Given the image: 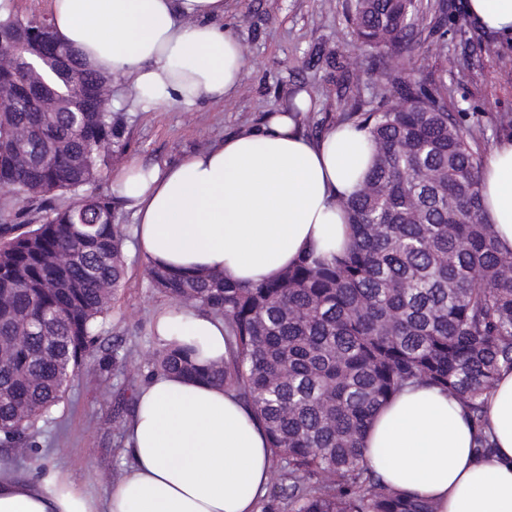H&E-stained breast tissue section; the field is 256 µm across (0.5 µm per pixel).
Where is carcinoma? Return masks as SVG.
<instances>
[{"instance_id": "cac0c4a2", "label": "carcinoma", "mask_w": 512, "mask_h": 512, "mask_svg": "<svg viewBox=\"0 0 512 512\" xmlns=\"http://www.w3.org/2000/svg\"><path fill=\"white\" fill-rule=\"evenodd\" d=\"M361 45L378 53L411 44L425 20L444 26L448 0H347ZM35 64L0 70V189L40 214L36 227L0 225V337L24 328L26 346L0 344V444L24 447L63 402L89 359L126 276V235L113 195L88 192L124 149L118 113L99 89L112 81L83 64L46 19L0 18V50ZM444 69L420 73L409 56L385 73L373 108L355 95L343 120L367 130L373 164L342 202L354 237L326 260L312 254L257 286L222 273L145 266L152 288L224 319L227 351L200 364L185 344L156 349L149 375L224 387L268 436L278 482L260 512H438L384 482L365 463L375 413L408 387L436 388L484 432L483 397L512 370V252L495 245L482 205V152L448 111ZM26 130L29 159L10 151ZM68 195L76 202L56 207Z\"/></svg>"}]
</instances>
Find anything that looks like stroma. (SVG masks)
Masks as SVG:
<instances>
[{"label":"stroma","instance_id":"1","mask_svg":"<svg viewBox=\"0 0 512 512\" xmlns=\"http://www.w3.org/2000/svg\"><path fill=\"white\" fill-rule=\"evenodd\" d=\"M346 0H226L224 25L241 42L247 57L239 86L228 99L193 107L136 104L124 80L113 81L111 108L127 118L128 144L112 160L113 168L137 162L165 165L203 150L242 129L257 125L267 113L285 108L297 91L310 95L314 107L305 124L317 136L338 124L352 95L378 102L380 71L391 67L354 38L345 16ZM465 0H448L444 49L424 52L428 31L416 36L418 68L439 75L448 59L456 67L447 77L448 105L463 110L473 131L491 132L494 118L512 113V38H496V55L480 50L485 39L464 9ZM358 78L344 88L341 66ZM127 274L112 303L93 358L69 383L63 403L40 420L35 445L0 446V462L27 472L54 469L77 483L101 490L128 465L118 434L120 420L130 418L134 394L144 383L147 363L157 346L152 318L166 297L150 288L144 261L127 252ZM127 351L121 370L107 361L113 349Z\"/></svg>","mask_w":512,"mask_h":512}]
</instances>
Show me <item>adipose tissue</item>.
I'll use <instances>...</instances> for the list:
<instances>
[{
    "mask_svg": "<svg viewBox=\"0 0 512 512\" xmlns=\"http://www.w3.org/2000/svg\"><path fill=\"white\" fill-rule=\"evenodd\" d=\"M481 29L512 36V0H466ZM224 0H51L57 38L98 73L125 78L135 100L186 107L231 96L246 64L219 25ZM306 92L293 107L165 166L136 163L112 175L135 217L134 246L152 265L221 272L247 285L279 277L307 253L332 258L352 227L338 205L370 168L366 130L334 126L308 136ZM484 216L512 249V139L483 161ZM159 345L192 344L224 357V321L195 308L153 315ZM492 455L474 451L463 408L435 388L403 390L364 436L383 480L434 501L438 512H512V371L484 398ZM130 465L104 493L61 471L0 465V512H258L269 481L263 426L233 393L198 379L156 375L136 393L127 431Z\"/></svg>",
    "mask_w": 512,
    "mask_h": 512,
    "instance_id": "1",
    "label": "adipose tissue"
}]
</instances>
